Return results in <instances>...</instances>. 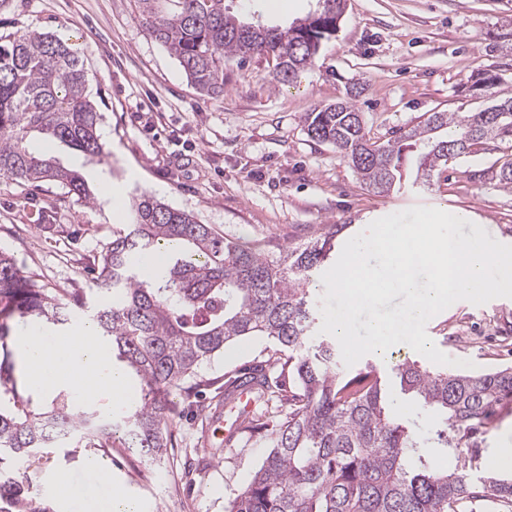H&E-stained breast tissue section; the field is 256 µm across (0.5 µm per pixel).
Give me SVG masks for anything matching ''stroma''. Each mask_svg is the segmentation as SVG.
<instances>
[{
  "label": "stroma",
  "instance_id": "1",
  "mask_svg": "<svg viewBox=\"0 0 512 512\" xmlns=\"http://www.w3.org/2000/svg\"><path fill=\"white\" fill-rule=\"evenodd\" d=\"M239 17L287 24L316 0H294L268 12L262 0H225ZM38 29L68 40L82 56L89 90L103 115L101 158L58 147L55 156L79 170L94 197L85 203L54 183L23 186L0 176V251L22 275L49 291L91 296L112 231L125 223L111 192L124 199L147 192L194 213L217 233L255 250L297 243L316 225L346 224L358 234L371 222L415 206L465 210L490 240L512 245V189L495 177L493 160L512 157L500 144L490 154L449 160L430 188L381 195L365 187L332 146L312 140L307 112L362 87L357 105L372 138H395L430 112H476L512 98V0H347L339 29L314 65L293 85L272 82L271 64L254 57L224 65V94L200 96L176 57L141 26L135 0H9L0 33ZM498 81L492 96L468 90L471 75ZM512 298L482 305L465 300L434 316L426 332L450 359L474 372L512 366ZM274 345L243 339L199 370L201 386L168 396L171 423L163 464L146 468L119 441L95 449L113 486L138 498L144 512H225L268 452L262 431L215 438L209 418L222 412L224 383L266 360ZM83 448H53L29 463L23 484L44 493L65 470L83 494L98 493L82 465Z\"/></svg>",
  "mask_w": 512,
  "mask_h": 512
}]
</instances>
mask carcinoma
<instances>
[{"mask_svg":"<svg viewBox=\"0 0 512 512\" xmlns=\"http://www.w3.org/2000/svg\"><path fill=\"white\" fill-rule=\"evenodd\" d=\"M139 19L177 58L203 97L224 94V59L275 61L272 79L290 84L310 68L339 28L345 0H323L285 28L251 31L224 0H137ZM360 91L307 113L314 140L336 152L378 193L428 186L448 160L512 142V100L499 112H431L393 141L372 140L356 105ZM102 115L88 90L84 60L49 32L0 37V175L34 185L54 181L93 201L86 179L50 156L58 142L101 153ZM42 138L44 150L30 146ZM344 224H324L298 245L257 252L222 236L196 216L147 194L131 198L129 222L112 231L95 294L107 305L50 292L24 277L0 251V512H53L14 477L50 446L121 445L149 465L167 454V393L241 338L265 337L275 350L224 385V398L248 386L263 404L280 385L265 368L288 370V412L265 435L270 451L226 512H459L465 500L512 504V479L482 467L484 435L512 401V366L484 373L433 372L413 360L397 367L400 390L426 413L443 415L448 467L429 460V441L393 417L390 388L371 366L342 375L336 342L313 341L311 284L331 260ZM137 255L160 266L152 277ZM82 312L101 342L141 386L139 404L115 418L77 403L68 389L43 404L19 382L11 348L18 324L63 331Z\"/></svg>","mask_w":512,"mask_h":512,"instance_id":"obj_1","label":"carcinoma"}]
</instances>
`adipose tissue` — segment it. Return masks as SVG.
Returning a JSON list of instances; mask_svg holds the SVG:
<instances>
[{
	"instance_id": "obj_1",
	"label": "adipose tissue",
	"mask_w": 512,
	"mask_h": 512,
	"mask_svg": "<svg viewBox=\"0 0 512 512\" xmlns=\"http://www.w3.org/2000/svg\"><path fill=\"white\" fill-rule=\"evenodd\" d=\"M19 349L32 386L49 390L64 382L85 399L101 395L114 403L127 399V384L98 345L93 325L80 327L62 348L56 340L33 330Z\"/></svg>"
}]
</instances>
